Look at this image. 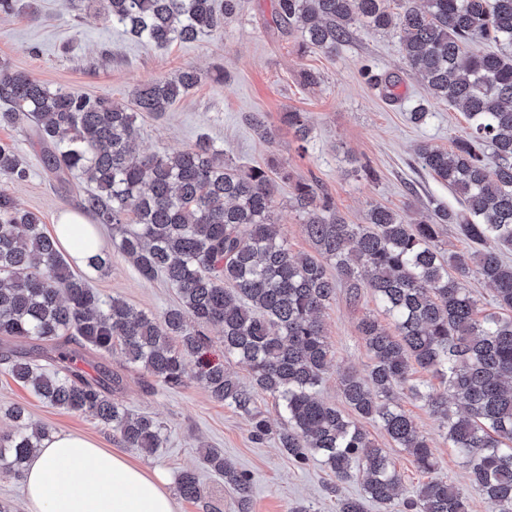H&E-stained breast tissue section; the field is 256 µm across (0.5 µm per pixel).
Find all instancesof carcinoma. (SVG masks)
<instances>
[{"label":"carcinoma","mask_w":512,"mask_h":512,"mask_svg":"<svg viewBox=\"0 0 512 512\" xmlns=\"http://www.w3.org/2000/svg\"><path fill=\"white\" fill-rule=\"evenodd\" d=\"M104 6L105 18L156 46L218 36L242 0H71ZM273 0V20L301 28L299 50L334 53L354 24L400 31L407 72L433 95L462 108L470 132L451 151L427 143L422 166L461 198L463 209L436 206L421 220L385 206L371 207L362 224H349L329 196L295 181L274 164L242 170L224 160L208 138L173 153L134 154L136 121L161 116L206 80L224 73L186 67L139 89L130 104L106 96L51 89L0 62V126L20 127L40 148L45 170L62 189L79 176L81 212L112 229V240L141 278L163 276L177 303L155 317L125 301H104L44 230L40 215L0 191V340L47 342V365L8 351L0 372L30 387L52 406L88 413L112 427L127 448L162 447L164 425L130 415L112 393L123 377L92 375L69 362V345L109 353L119 343L127 361L167 387L186 378V359L200 358L197 378L211 397L251 418L256 441L275 439L293 461L323 458L334 482L336 512H362L345 485L365 473L364 493L390 506L401 484L385 449L358 419L370 420L430 474L437 462L427 438L396 402L406 393L438 420L448 447L462 460L471 486L491 512H512V0ZM488 41L490 52L470 44ZM395 99L397 81L365 69ZM281 121L307 140L306 113ZM492 153H487V149ZM29 164L13 145L0 144V178L18 182ZM291 188L315 253L294 254L274 218L279 188ZM441 224L479 245L471 254H446L437 244ZM477 277L494 290V307L481 310L466 288ZM345 288L359 301L369 290L394 326L368 315L360 332L372 354L368 377L339 368L343 411L319 388L331 365L322 311ZM223 335L224 355L242 360L244 384L222 364L203 360L208 329ZM439 380L414 381L410 364ZM261 394L275 399L286 424L275 429L257 409ZM50 437L47 429L0 438V476L19 474ZM209 469L224 477L247 512L249 471L218 449L206 450ZM186 501L202 499L193 470L177 477ZM407 512H468L466 492L432 476L406 503Z\"/></svg>","instance_id":"carcinoma-1"}]
</instances>
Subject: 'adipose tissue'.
Listing matches in <instances>:
<instances>
[{"label":"adipose tissue","instance_id":"1","mask_svg":"<svg viewBox=\"0 0 512 512\" xmlns=\"http://www.w3.org/2000/svg\"><path fill=\"white\" fill-rule=\"evenodd\" d=\"M54 233L82 266L102 247L91 217L79 211L62 213ZM22 481L27 512H174L160 476L78 434L46 440Z\"/></svg>","mask_w":512,"mask_h":512}]
</instances>
